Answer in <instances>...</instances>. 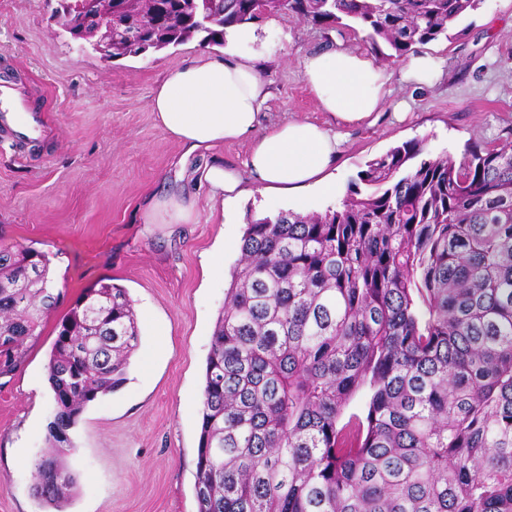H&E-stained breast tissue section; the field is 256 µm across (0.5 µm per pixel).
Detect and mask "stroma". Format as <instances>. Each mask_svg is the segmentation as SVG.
Listing matches in <instances>:
<instances>
[{
  "label": "stroma",
  "mask_w": 512,
  "mask_h": 512,
  "mask_svg": "<svg viewBox=\"0 0 512 512\" xmlns=\"http://www.w3.org/2000/svg\"><path fill=\"white\" fill-rule=\"evenodd\" d=\"M56 5L0 0V82L14 86L40 121L29 142L0 131V244L50 255L60 311L106 280L127 289L140 320L124 382L90 403L71 432L76 450L63 461L77 484L64 512H197L206 358L248 218L339 208L358 171L407 141L457 160L470 142H495L512 126V0H482L448 37L426 44L448 62L442 78L419 87L402 83V60L374 53L361 31L279 13L254 21L256 39L244 50L269 59L262 127L288 118L325 121L301 60L338 44L391 74V93L374 125L342 127L331 170L339 195L298 200L251 182L226 205L203 174L216 163L242 166L248 143L186 152L149 107L164 72L203 52L199 40L106 61L63 32ZM401 102L408 105L402 117L395 113ZM155 193L192 195L193 218L145 223ZM216 252L226 267L219 274L206 269ZM56 322L44 320L22 368L0 378V512H46L34 494V464L48 446L53 416L47 362Z\"/></svg>",
  "instance_id": "stroma-1"
}]
</instances>
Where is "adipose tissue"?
I'll return each instance as SVG.
<instances>
[{
  "instance_id": "ef3b65f1",
  "label": "adipose tissue",
  "mask_w": 512,
  "mask_h": 512,
  "mask_svg": "<svg viewBox=\"0 0 512 512\" xmlns=\"http://www.w3.org/2000/svg\"><path fill=\"white\" fill-rule=\"evenodd\" d=\"M249 25L228 29L223 56L202 52L167 70L150 100L165 130L187 150L248 141L243 167L213 165L204 179L213 194L232 202L245 181L264 190L299 197L314 190L334 194L328 171L339 155L336 123L358 125L379 112L390 93V76L364 54L344 47L304 57L302 75L326 123L283 120L259 132L261 110L270 97L257 58L236 52L251 42Z\"/></svg>"
}]
</instances>
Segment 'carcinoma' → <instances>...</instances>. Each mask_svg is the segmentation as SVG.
I'll return each mask as SVG.
<instances>
[{
	"mask_svg": "<svg viewBox=\"0 0 512 512\" xmlns=\"http://www.w3.org/2000/svg\"><path fill=\"white\" fill-rule=\"evenodd\" d=\"M481 0H123L144 37L224 45L265 12L348 19L406 58ZM206 361L197 512H512V127L460 160L419 140L358 173L341 206L251 219ZM52 259L0 246V377L56 308ZM140 332L126 289L82 290L47 363L51 451L36 494L61 507L84 408L122 383ZM367 390L363 414L347 413Z\"/></svg>",
	"mask_w": 512,
	"mask_h": 512,
	"instance_id": "carcinoma-1",
	"label": "carcinoma"
}]
</instances>
